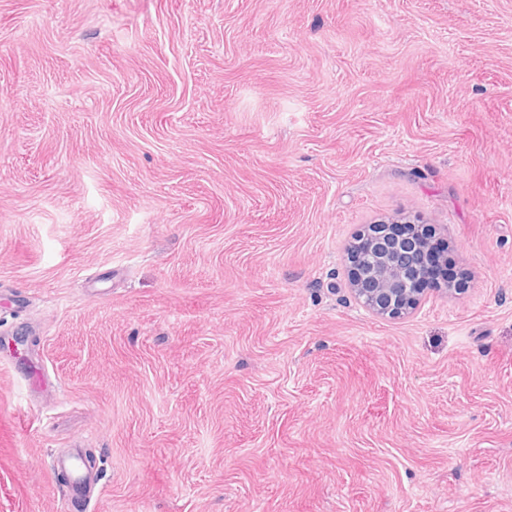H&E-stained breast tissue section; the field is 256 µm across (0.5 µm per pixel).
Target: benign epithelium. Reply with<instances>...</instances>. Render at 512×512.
Masks as SVG:
<instances>
[{
  "label": "benign epithelium",
  "instance_id": "benign-epithelium-1",
  "mask_svg": "<svg viewBox=\"0 0 512 512\" xmlns=\"http://www.w3.org/2000/svg\"><path fill=\"white\" fill-rule=\"evenodd\" d=\"M392 224H370L358 234L349 249V281L355 296L377 315L400 317L414 310L422 291L411 287V279L420 273L416 264L405 268L394 261L395 256L413 258L425 255L419 240L397 239Z\"/></svg>",
  "mask_w": 512,
  "mask_h": 512
}]
</instances>
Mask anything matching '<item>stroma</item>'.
<instances>
[{"instance_id": "stroma-1", "label": "stroma", "mask_w": 512, "mask_h": 512, "mask_svg": "<svg viewBox=\"0 0 512 512\" xmlns=\"http://www.w3.org/2000/svg\"><path fill=\"white\" fill-rule=\"evenodd\" d=\"M464 288L366 310V225ZM512 512V0H0V512ZM79 455L73 454L68 458H59L56 457L53 460L54 468H67L72 473L71 485L69 487V505L76 509H81L85 506V509L88 508V504L86 503L83 496V483H84V474H83V466L80 463Z\"/></svg>"}]
</instances>
